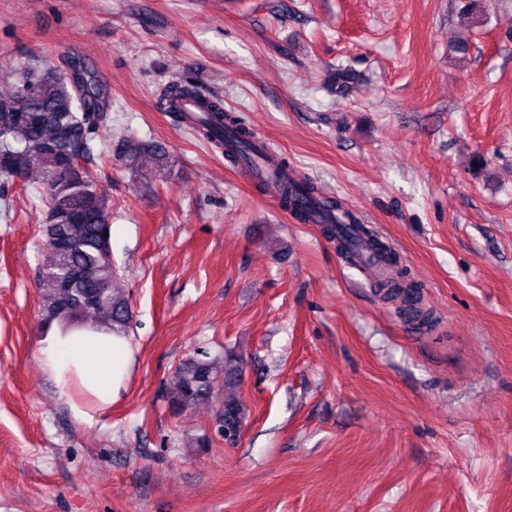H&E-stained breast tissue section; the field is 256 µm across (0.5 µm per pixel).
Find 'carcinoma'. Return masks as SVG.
<instances>
[{"instance_id": "cac0c4a2", "label": "carcinoma", "mask_w": 512, "mask_h": 512, "mask_svg": "<svg viewBox=\"0 0 512 512\" xmlns=\"http://www.w3.org/2000/svg\"><path fill=\"white\" fill-rule=\"evenodd\" d=\"M78 95L70 78L53 67L17 70L7 91L0 93V179L11 171L40 172L46 186L45 242L51 258L40 279L42 324L66 330L73 326L105 327L115 333L127 330L131 319L128 297L115 287L112 265L109 200L88 179L82 162L93 152L96 128L104 112L96 109L99 88L90 74L81 79ZM169 111L177 121L192 122L199 134L233 164L262 155L255 133L224 110L219 98L206 97L192 84L175 81L165 89ZM185 100L198 103L191 115L180 108ZM116 154L133 170L149 154L160 168L169 163L161 144L145 145L118 141ZM278 176L291 190L285 205H295L302 196L323 220L324 232L336 240L339 252L351 260L354 249L374 250V233L335 199L324 197L317 187L295 177L284 159L275 164ZM396 277L382 284L386 294L401 302L414 320L430 322L418 307L419 287L408 278L397 258ZM243 364L240 356L224 354V379H219L205 351H196L174 369L169 406L180 414L201 404L219 401L215 427L224 443L235 445L249 417L237 392Z\"/></svg>"}]
</instances>
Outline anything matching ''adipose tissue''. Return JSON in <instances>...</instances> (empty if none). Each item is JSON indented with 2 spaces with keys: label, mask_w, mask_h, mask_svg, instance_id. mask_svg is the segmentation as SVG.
Wrapping results in <instances>:
<instances>
[{
  "label": "adipose tissue",
  "mask_w": 512,
  "mask_h": 512,
  "mask_svg": "<svg viewBox=\"0 0 512 512\" xmlns=\"http://www.w3.org/2000/svg\"><path fill=\"white\" fill-rule=\"evenodd\" d=\"M39 360L75 419L90 421L117 401L135 365L131 336L105 329L68 332L51 328L41 341Z\"/></svg>",
  "instance_id": "ef3b65f1"
}]
</instances>
